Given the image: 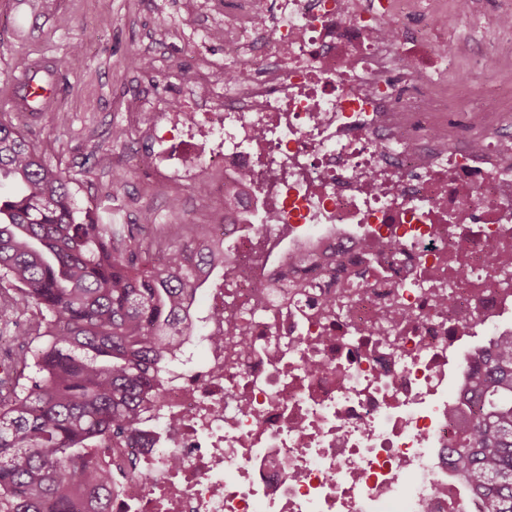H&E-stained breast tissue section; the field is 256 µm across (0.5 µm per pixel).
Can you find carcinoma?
Listing matches in <instances>:
<instances>
[{
	"instance_id": "1",
	"label": "carcinoma",
	"mask_w": 512,
	"mask_h": 512,
	"mask_svg": "<svg viewBox=\"0 0 512 512\" xmlns=\"http://www.w3.org/2000/svg\"><path fill=\"white\" fill-rule=\"evenodd\" d=\"M0 281L13 293L0 321L33 308L22 333L31 345L0 381V512H108L109 482L94 449L107 442L151 448L172 348L197 337L196 296L233 256L206 227L114 224L99 212L78 221L71 181L45 162L19 128L0 120ZM295 288L327 278L312 259L285 252ZM356 262L377 276L373 250ZM463 396L448 407V477L465 512H512V331L492 337L465 362Z\"/></svg>"
}]
</instances>
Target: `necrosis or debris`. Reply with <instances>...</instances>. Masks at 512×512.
<instances>
[{
	"label": "necrosis or debris",
	"instance_id": "4bbe7bcc",
	"mask_svg": "<svg viewBox=\"0 0 512 512\" xmlns=\"http://www.w3.org/2000/svg\"><path fill=\"white\" fill-rule=\"evenodd\" d=\"M473 0H244L224 11L223 88L201 82L148 105L163 112L144 163L193 181L183 144L210 146L206 213L234 265L232 299L206 291L205 353L174 364L158 399L168 432L127 480L123 448L97 456L112 512H462L448 477V369L472 338L512 328V104L486 97L475 135L450 120L469 88L440 68L412 95L394 21L425 11L420 43L443 42ZM486 63L512 80V12L492 25ZM288 227L323 258L381 246L385 278L358 279L347 306L313 288L262 287L258 241L222 205ZM278 213L266 220L268 210ZM398 241L401 252L386 251ZM397 311L386 331L381 314ZM245 327L249 349L224 335Z\"/></svg>",
	"mask_w": 512,
	"mask_h": 512
}]
</instances>
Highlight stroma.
Segmentation results:
<instances>
[{"label":"stroma","instance_id":"stroma-1","mask_svg":"<svg viewBox=\"0 0 512 512\" xmlns=\"http://www.w3.org/2000/svg\"><path fill=\"white\" fill-rule=\"evenodd\" d=\"M205 0H0V113H9L46 162L68 175L80 208L101 207L130 224L197 223L206 209L192 189L147 183L141 176L147 133L133 120L145 94L167 97L176 83L195 81L202 56L223 57L208 37L221 17L205 21ZM81 44L79 56L71 47ZM154 58L152 72L130 65ZM65 69H57L60 59ZM55 79L43 110L15 103L30 71ZM124 128L126 137L112 132ZM127 175L112 190L115 171Z\"/></svg>","mask_w":512,"mask_h":512}]
</instances>
